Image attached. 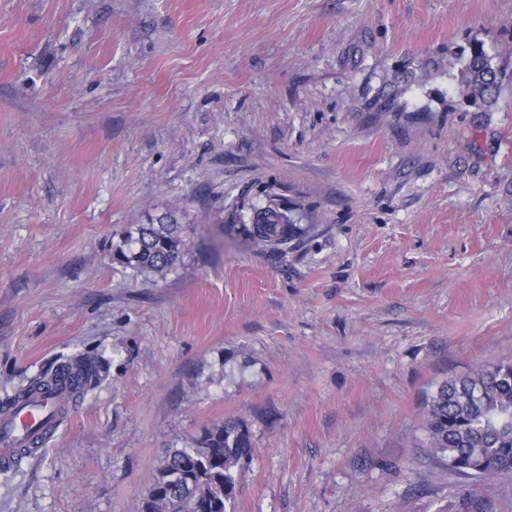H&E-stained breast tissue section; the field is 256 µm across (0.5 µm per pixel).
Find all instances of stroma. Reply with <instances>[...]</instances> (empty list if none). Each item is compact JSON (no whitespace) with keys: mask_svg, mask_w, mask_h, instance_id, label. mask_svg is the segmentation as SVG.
Masks as SVG:
<instances>
[{"mask_svg":"<svg viewBox=\"0 0 512 512\" xmlns=\"http://www.w3.org/2000/svg\"><path fill=\"white\" fill-rule=\"evenodd\" d=\"M476 40L508 73L488 110ZM271 198L312 234L225 236ZM169 214L166 278L114 260ZM78 353L106 375L0 512H141L230 416L234 512H512V475L423 431L427 391L512 359V0H0V401ZM460 53V83L463 97L473 105L487 106L496 101L501 91L504 77L500 65L494 64L495 56L490 55L481 42L470 44L469 53Z\"/></svg>","mask_w":512,"mask_h":512,"instance_id":"1","label":"stroma"}]
</instances>
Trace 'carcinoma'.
<instances>
[{
  "instance_id": "obj_1",
  "label": "carcinoma",
  "mask_w": 512,
  "mask_h": 512,
  "mask_svg": "<svg viewBox=\"0 0 512 512\" xmlns=\"http://www.w3.org/2000/svg\"><path fill=\"white\" fill-rule=\"evenodd\" d=\"M463 97L477 106L496 101L505 74L481 42L460 53ZM299 204L270 202L253 206L240 224L224 226V234L272 252L307 236ZM125 247L115 251L121 263L139 274L163 279L185 248L179 225L164 216L126 231ZM98 359L79 355L34 378L8 399L10 409L47 392L80 394L100 380ZM424 429L428 447L448 468L471 479L512 473V362L501 361L465 376L448 379L426 396ZM252 462V435L247 424L228 417L202 429L193 448H174L151 483L153 495L142 512H230L239 481Z\"/></svg>"
}]
</instances>
